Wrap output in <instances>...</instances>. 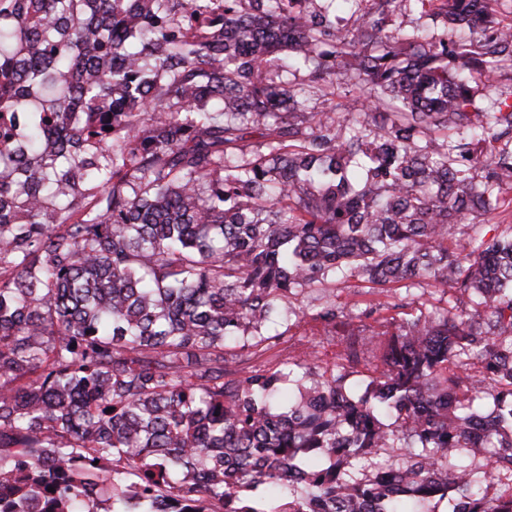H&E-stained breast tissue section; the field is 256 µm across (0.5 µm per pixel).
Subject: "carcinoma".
<instances>
[{
  "instance_id": "cac0c4a2",
  "label": "carcinoma",
  "mask_w": 512,
  "mask_h": 512,
  "mask_svg": "<svg viewBox=\"0 0 512 512\" xmlns=\"http://www.w3.org/2000/svg\"><path fill=\"white\" fill-rule=\"evenodd\" d=\"M494 2L0 0V512H512V225L449 241L512 185ZM352 278L457 303L244 367ZM351 86L342 83L340 85L336 84V105L339 104L341 107L336 108V114L333 115L336 117V121H342L344 118H351V115H348L349 112H357L355 109L357 108V104L355 103V99L358 93L355 91H351Z\"/></svg>"
}]
</instances>
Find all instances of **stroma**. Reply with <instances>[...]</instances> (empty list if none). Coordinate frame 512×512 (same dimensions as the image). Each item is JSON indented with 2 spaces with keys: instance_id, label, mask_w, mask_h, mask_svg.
<instances>
[{
  "instance_id": "obj_1",
  "label": "stroma",
  "mask_w": 512,
  "mask_h": 512,
  "mask_svg": "<svg viewBox=\"0 0 512 512\" xmlns=\"http://www.w3.org/2000/svg\"><path fill=\"white\" fill-rule=\"evenodd\" d=\"M332 299L342 315V324L335 332H325L318 322L306 315L296 322L281 320L271 326V333L280 336L274 350L277 358H291L312 349L318 364L330 368L338 363L345 342L355 340L368 346L364 361L355 366L356 371H365L366 367L380 363L395 321L416 314L418 309L438 304L440 296L431 289L419 288L405 298L403 307L391 309L387 306L386 295L361 287L354 281L349 287L336 288Z\"/></svg>"
}]
</instances>
